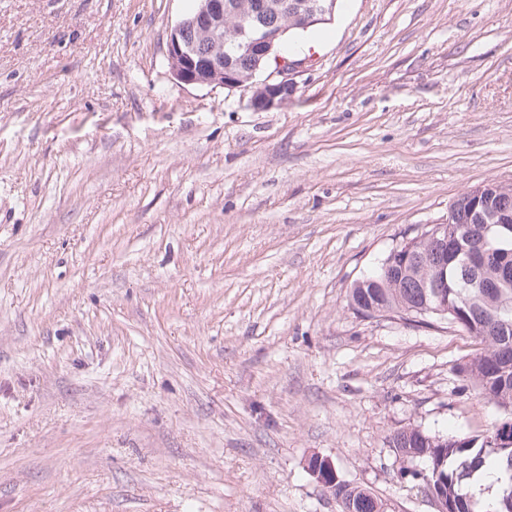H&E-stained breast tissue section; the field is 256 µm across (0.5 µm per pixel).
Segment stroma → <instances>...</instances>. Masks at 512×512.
Wrapping results in <instances>:
<instances>
[{"instance_id":"1","label":"stroma","mask_w":512,"mask_h":512,"mask_svg":"<svg viewBox=\"0 0 512 512\" xmlns=\"http://www.w3.org/2000/svg\"><path fill=\"white\" fill-rule=\"evenodd\" d=\"M195 0H0V512H437L394 431L505 413L350 290L512 184V0H338L286 104L186 85ZM307 469L326 487L330 486L328 480L336 479V484L330 486L328 490L338 501L340 512H379L377 497L342 479L331 460L319 455L312 456L308 460Z\"/></svg>"}]
</instances>
